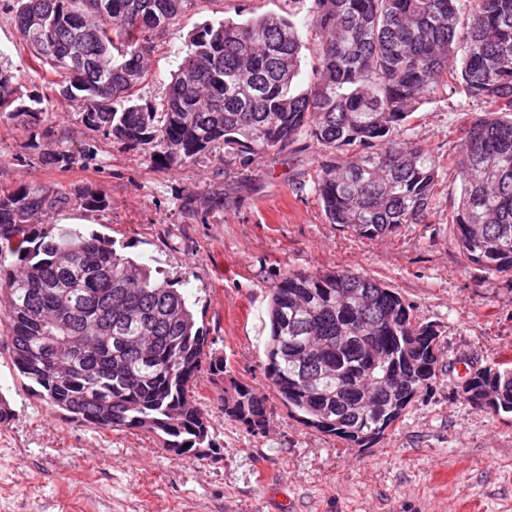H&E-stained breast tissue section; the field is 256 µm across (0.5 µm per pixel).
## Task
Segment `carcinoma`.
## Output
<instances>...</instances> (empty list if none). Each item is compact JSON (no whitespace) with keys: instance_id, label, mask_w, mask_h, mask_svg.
I'll list each match as a JSON object with an SVG mask.
<instances>
[{"instance_id":"carcinoma-1","label":"carcinoma","mask_w":512,"mask_h":512,"mask_svg":"<svg viewBox=\"0 0 512 512\" xmlns=\"http://www.w3.org/2000/svg\"><path fill=\"white\" fill-rule=\"evenodd\" d=\"M198 0H17L24 50L66 75L59 95L106 139L140 147L162 168L224 146L275 155L302 136L338 155L313 190L333 224L365 238L425 224L442 160L405 137L429 98L482 101L461 122L460 181L450 203L462 251L512 273V0H313L318 45L300 89L297 24L268 15L204 26L155 105L134 101L151 38ZM18 76L0 69V117L41 121ZM127 106L115 107L118 99ZM106 206L91 188L21 185L0 196V307L13 365L46 404L103 429L145 430L183 456L209 443L193 401L207 336L183 294L98 234L65 231L60 208ZM15 257L18 263H8ZM266 351L282 403L308 426L365 447L438 376V331L402 297L350 270L290 272L273 289ZM469 402L512 413V360L473 370ZM224 415L258 433L265 399L235 387Z\"/></svg>"}]
</instances>
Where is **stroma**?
Returning <instances> with one entry per match:
<instances>
[{
	"label": "stroma",
	"instance_id": "obj_1",
	"mask_svg": "<svg viewBox=\"0 0 512 512\" xmlns=\"http://www.w3.org/2000/svg\"><path fill=\"white\" fill-rule=\"evenodd\" d=\"M12 3L0 0V63L21 75L45 115L31 127L0 118V194L25 183L101 193L106 207L71 205L54 224L78 223L160 270L185 294L207 356L223 359L227 372L195 388L212 448L179 456L154 433L98 429L50 409L15 369L0 333V394L13 410L0 424V512H512V416L458 393L469 370L512 357V274H488L459 249L448 222L460 187L453 170L440 173L427 223L368 239L329 222L311 174L331 156L308 140L275 156L231 160L219 148L195 164L157 168L139 149L78 123L55 75L33 70ZM311 6L199 0L153 36L141 102L164 96L192 33L225 19L291 16L309 70ZM483 112L464 94H440L420 105L405 136L444 158L457 149L459 123ZM50 146L68 152V165L46 163ZM341 269L392 288L417 322L440 332L436 383L363 448L298 422L267 374L273 289L290 271ZM238 383L267 400L260 434L224 415Z\"/></svg>",
	"mask_w": 512,
	"mask_h": 512
}]
</instances>
